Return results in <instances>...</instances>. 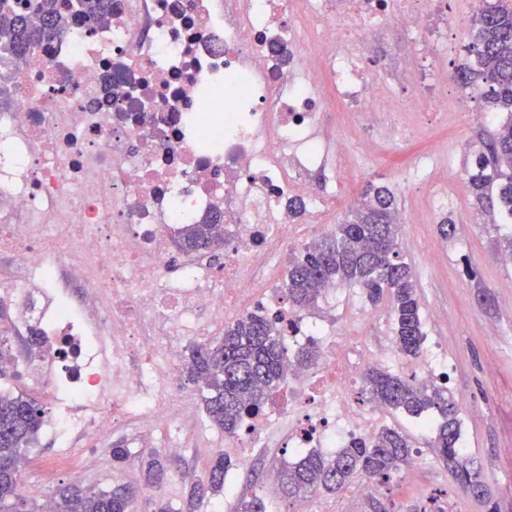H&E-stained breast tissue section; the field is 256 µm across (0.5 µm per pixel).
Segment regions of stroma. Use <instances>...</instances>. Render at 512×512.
<instances>
[{
    "label": "stroma",
    "instance_id": "35a3bbf8",
    "mask_svg": "<svg viewBox=\"0 0 512 512\" xmlns=\"http://www.w3.org/2000/svg\"><path fill=\"white\" fill-rule=\"evenodd\" d=\"M475 5L468 0H448L453 39L446 47L449 68L464 59L462 49L471 41ZM495 118L484 111L481 100L470 110L449 107L447 116H423L421 129L405 123L385 122L380 148L373 160L364 162V172L353 188L360 198L366 186L378 182L389 186L398 201L402 224L400 242L405 260L412 266L424 315L426 335L438 337L456 362L448 387L461 409L462 433L467 455L481 471V480L490 491L489 499L462 494L428 448L427 435H420L426 456L433 463L426 468H402L377 493L361 500L345 502L347 512H435L438 502L448 501L457 512H512V266L500 264V246L506 225L474 224L468 187L469 147ZM435 154L449 182L459 188L448 204V212L459 226L454 239L442 238L438 218L425 209L423 192L408 181L407 173L418 157ZM429 252L441 255L439 265L424 261ZM470 262L479 277L470 280L462 271ZM218 433L214 426L192 432L193 449L180 457H170L159 424H151L129 449L118 466L109 465L115 446L101 439L99 447L76 448L85 475L74 478L68 466H52L53 438L40 432L28 448L21 470L22 493L36 504L52 497L56 490L72 482L93 490H108L124 482L126 475L138 473L144 457L151 453L169 457L172 473L155 498L171 506H184L190 485L204 474L215 451L210 443Z\"/></svg>",
    "mask_w": 512,
    "mask_h": 512
}]
</instances>
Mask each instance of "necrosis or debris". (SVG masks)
<instances>
[{
    "mask_svg": "<svg viewBox=\"0 0 512 512\" xmlns=\"http://www.w3.org/2000/svg\"><path fill=\"white\" fill-rule=\"evenodd\" d=\"M449 35L448 0H112L107 22L72 15L26 61L0 58V294L13 336L41 340L20 362L52 405L56 462L154 420L187 452L201 418L184 346L258 309L287 341L284 382L225 448L247 465L376 435L387 411L362 400V376L396 346L290 308L268 274L289 202L315 226L360 174L327 113L364 114L368 158L381 119L467 106L435 60ZM440 170L416 164L433 215L448 209ZM215 214L223 260L173 250L180 225Z\"/></svg>",
    "mask_w": 512,
    "mask_h": 512,
    "instance_id": "obj_1",
    "label": "necrosis or debris"
}]
</instances>
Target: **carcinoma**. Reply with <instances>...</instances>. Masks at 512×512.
I'll return each instance as SVG.
<instances>
[{
  "label": "carcinoma",
  "mask_w": 512,
  "mask_h": 512,
  "mask_svg": "<svg viewBox=\"0 0 512 512\" xmlns=\"http://www.w3.org/2000/svg\"><path fill=\"white\" fill-rule=\"evenodd\" d=\"M112 0H75V7L96 22L110 14ZM67 17L61 0H0V54L24 61L41 44L63 31ZM467 51L478 68L457 66L454 79L463 86L485 87L486 111L506 115L497 120L481 141L468 169L474 208L492 224L512 223V0H481ZM352 218L336 230L304 247L288 262L284 282L288 302L304 310L317 304L328 283L357 288L373 305L387 299L393 314L395 344L403 356H421L426 334L421 300L413 269L401 254L396 224L397 200L386 185H367ZM178 248L186 253L217 254L224 250V225L187 224L179 232ZM287 348L276 332V322L262 314L243 315L224 328L213 343L189 348L185 374L205 388L204 408L209 421L228 435L237 432L247 416L262 411L281 380ZM362 394L387 409L412 416H438L428 447L436 449L456 487L476 498L486 490L480 473L462 448L460 408L446 386L424 388L415 378L372 368L363 378ZM45 422L41 403L28 395L0 393V512H42L20 491L25 450ZM414 441L395 428H384L367 442L339 449L330 458L312 450L279 470L280 491L290 498L334 493L363 474L378 483L390 481L406 462ZM232 460L220 452L208 466L206 479L192 483L187 512L204 505L206 494L224 488ZM145 480L160 484L167 474L157 458L147 460ZM137 494L130 484H115L109 491L77 485L59 490L54 512H137Z\"/></svg>",
  "instance_id": "carcinoma-1"
}]
</instances>
